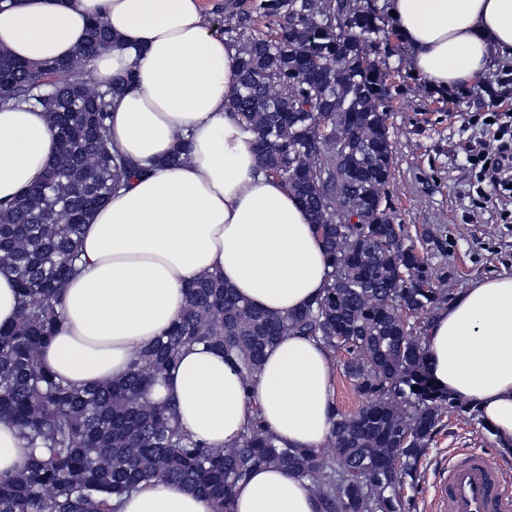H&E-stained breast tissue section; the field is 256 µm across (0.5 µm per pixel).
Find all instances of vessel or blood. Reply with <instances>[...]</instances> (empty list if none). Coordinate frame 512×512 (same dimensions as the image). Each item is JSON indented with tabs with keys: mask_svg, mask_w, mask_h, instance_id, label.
I'll list each match as a JSON object with an SVG mask.
<instances>
[{
	"mask_svg": "<svg viewBox=\"0 0 512 512\" xmlns=\"http://www.w3.org/2000/svg\"><path fill=\"white\" fill-rule=\"evenodd\" d=\"M507 476L480 455L454 463L435 485L436 512H512Z\"/></svg>",
	"mask_w": 512,
	"mask_h": 512,
	"instance_id": "vessel-or-blood-1",
	"label": "vessel or blood"
}]
</instances>
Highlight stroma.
<instances>
[{"instance_id": "35a3bbf8", "label": "stroma", "mask_w": 512, "mask_h": 512, "mask_svg": "<svg viewBox=\"0 0 512 512\" xmlns=\"http://www.w3.org/2000/svg\"><path fill=\"white\" fill-rule=\"evenodd\" d=\"M391 74L388 126L395 150L389 196L436 274L447 275L453 292L474 280L512 275V224L498 223L492 210L477 208L467 141L483 132L473 124L484 112L512 111V90L501 91L498 71L465 91H438L413 76L409 51L393 38L380 54ZM477 452L504 466L492 432L466 414L451 413L435 433L415 485L404 489V512H432L433 483L449 461Z\"/></svg>"}]
</instances>
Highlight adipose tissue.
I'll use <instances>...</instances> for the list:
<instances>
[{"instance_id":"ef3b65f1","label":"adipose tissue","mask_w":512,"mask_h":512,"mask_svg":"<svg viewBox=\"0 0 512 512\" xmlns=\"http://www.w3.org/2000/svg\"><path fill=\"white\" fill-rule=\"evenodd\" d=\"M391 21L428 86L476 87L512 60V0H389ZM115 37L88 68L101 85L135 69L136 87L112 102V144L151 167L96 210L80 238L81 271L59 306L61 322L42 362L77 387L117 380L136 350L181 314L185 288L217 274L258 309L286 316L323 292L325 249L298 197L257 173L254 137L225 100L236 45L212 33L201 0H0V48L40 65L73 58L90 22ZM187 159L168 157L178 141ZM58 153L46 113L0 108V200L39 183ZM436 387L476 404L512 446V275L472 282L433 320L423 339ZM154 399L171 403L195 438L234 443L257 405L285 448H321L332 430L334 361L306 336L268 350L251 387L221 351L182 350ZM236 512H318L307 480L263 467L235 488ZM120 512H216L214 500L155 479L125 497Z\"/></svg>"}]
</instances>
